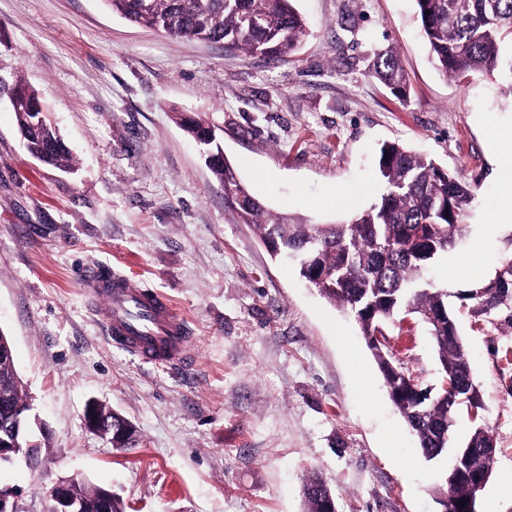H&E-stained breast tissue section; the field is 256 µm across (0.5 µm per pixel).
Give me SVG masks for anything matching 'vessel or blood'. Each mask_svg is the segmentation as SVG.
Here are the masks:
<instances>
[{
    "mask_svg": "<svg viewBox=\"0 0 512 512\" xmlns=\"http://www.w3.org/2000/svg\"><path fill=\"white\" fill-rule=\"evenodd\" d=\"M86 285L107 302L104 324L115 344L158 368L188 360L186 320L164 294L132 286L125 275L108 269L90 272Z\"/></svg>",
    "mask_w": 512,
    "mask_h": 512,
    "instance_id": "obj_1",
    "label": "vessel or blood"
}]
</instances>
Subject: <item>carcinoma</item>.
<instances>
[{
  "instance_id": "1",
  "label": "carcinoma",
  "mask_w": 512,
  "mask_h": 512,
  "mask_svg": "<svg viewBox=\"0 0 512 512\" xmlns=\"http://www.w3.org/2000/svg\"><path fill=\"white\" fill-rule=\"evenodd\" d=\"M124 19L175 38L219 43L246 56L278 57L295 49L305 23L293 0H105ZM430 51L445 77L466 72L512 78L502 43L512 36V0H415ZM371 74L393 94L406 97L405 70L392 49L379 51ZM13 108L28 151L57 168L73 159L56 129L42 118L35 92L18 81ZM214 177L235 205L242 223L250 224L271 253L294 264L299 276L326 301L358 323L386 392L416 438L423 457L448 454L456 416L464 411L472 428L458 446L453 480L443 475L434 488L445 512H473L478 507L476 480L466 465V450L496 451L480 415V389L461 340L457 313L465 309L477 321L512 330V257L484 282L454 293L435 286L424 274L448 256L464 231L473 200L471 186L433 160L398 142L382 145L378 177L380 199L346 224H311L273 216L240 182L229 163L210 165ZM412 315L427 328L440 364V382L428 388L394 356L388 335L400 315ZM14 361H0V400L12 398L19 415L29 406L18 393ZM104 423H112V447L131 448L137 430L126 418L95 405ZM74 493L85 512H99L96 487L80 483ZM305 512H324L335 495L315 471L303 485ZM465 505H460V499Z\"/></svg>"
}]
</instances>
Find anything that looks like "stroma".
I'll return each mask as SVG.
<instances>
[{
	"label": "stroma",
	"mask_w": 512,
	"mask_h": 512,
	"mask_svg": "<svg viewBox=\"0 0 512 512\" xmlns=\"http://www.w3.org/2000/svg\"><path fill=\"white\" fill-rule=\"evenodd\" d=\"M307 35L282 58L245 56L130 24L104 0H0V330L27 387L38 467L0 468L24 512L42 486L76 474L126 512H304L317 470L337 512H440L446 461H425L391 403L352 316L307 288L241 223L187 114L221 131L224 157L270 213L348 221L383 192L379 149L399 142L475 188L455 246L483 241L485 270L427 276L455 292L512 257L498 170L512 159V92L479 74L448 79L415 0H295ZM394 49L410 94L372 77ZM37 94L72 169L35 159L11 110ZM493 233H486L488 224ZM115 268L161 291L185 318L191 362L160 370L118 347L85 272ZM459 328L497 452L478 512H512V332ZM397 358L439 381L420 324L391 337ZM138 431L115 449L90 431L89 402Z\"/></svg>",
	"instance_id": "obj_1"
}]
</instances>
